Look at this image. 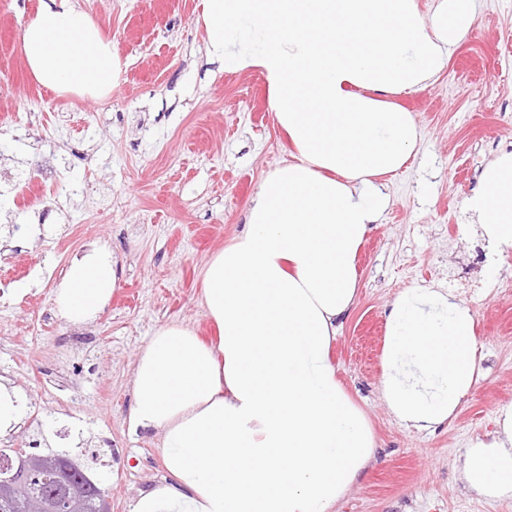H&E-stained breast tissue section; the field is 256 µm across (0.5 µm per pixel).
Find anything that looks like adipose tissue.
I'll list each match as a JSON object with an SVG mask.
<instances>
[{
    "mask_svg": "<svg viewBox=\"0 0 512 512\" xmlns=\"http://www.w3.org/2000/svg\"><path fill=\"white\" fill-rule=\"evenodd\" d=\"M207 51L225 70H258L293 160L260 181L246 228L203 268V341L173 322L151 336L132 377V431L162 436L166 478L130 512H336L375 463L365 410L330 359L356 302L357 255L389 206L381 176L407 165L420 128L391 94L425 88L475 23L472 0H202ZM35 81L97 100L123 63L78 0H41L21 22ZM492 252L512 249V151L484 167L467 200ZM117 260L100 244L74 257L54 290L56 316L103 312ZM481 373L470 309L444 288H408L386 315L379 396L397 423L450 421ZM469 492L512 499V406L458 466Z\"/></svg>",
    "mask_w": 512,
    "mask_h": 512,
    "instance_id": "obj_1",
    "label": "adipose tissue"
}]
</instances>
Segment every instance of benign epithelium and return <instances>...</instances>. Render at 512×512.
I'll use <instances>...</instances> for the list:
<instances>
[{
	"mask_svg": "<svg viewBox=\"0 0 512 512\" xmlns=\"http://www.w3.org/2000/svg\"><path fill=\"white\" fill-rule=\"evenodd\" d=\"M21 482L45 483L62 489V494L52 499L54 512H69L71 495L97 493L101 495V512H111L109 500L89 477H81L75 462L67 456H56L52 466L44 469L33 460L20 455L13 459L0 453V497L3 502L12 500V494Z\"/></svg>",
	"mask_w": 512,
	"mask_h": 512,
	"instance_id": "obj_1",
	"label": "benign epithelium"
}]
</instances>
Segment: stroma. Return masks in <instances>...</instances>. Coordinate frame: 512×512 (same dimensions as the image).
<instances>
[{"mask_svg": "<svg viewBox=\"0 0 512 512\" xmlns=\"http://www.w3.org/2000/svg\"><path fill=\"white\" fill-rule=\"evenodd\" d=\"M123 68L99 100L56 95L30 75L19 25L39 0H0V377L27 413L0 449L65 450L130 512L162 480V437L132 432L135 361L161 326L217 337L200 305L206 261L240 233L261 178L292 148L268 106L265 76L225 71L207 54L202 0H79ZM421 129L406 168L383 176L390 205L358 258L354 308L331 349L364 408L378 460L337 512H512L456 481L466 446L490 438L512 405V251L488 279L466 203L482 169L512 150V0H478L476 22L424 89L393 95ZM52 156L59 180L42 181ZM104 243L118 286L89 325H67L53 292L69 261ZM32 292L17 296L19 285ZM457 283L475 319L482 373L455 418L403 429L379 400L385 311L407 288Z\"/></svg>", "mask_w": 512, "mask_h": 512, "instance_id": "obj_1", "label": "stroma"}]
</instances>
